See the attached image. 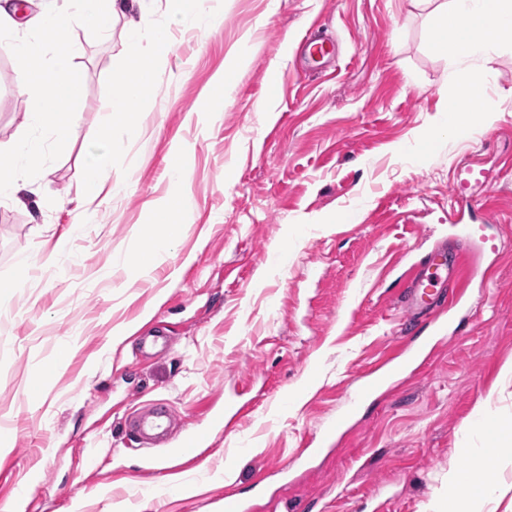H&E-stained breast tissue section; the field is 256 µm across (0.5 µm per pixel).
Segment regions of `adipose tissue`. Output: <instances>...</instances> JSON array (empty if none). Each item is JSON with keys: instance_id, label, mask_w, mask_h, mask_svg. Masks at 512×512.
<instances>
[{"instance_id": "ef3b65f1", "label": "adipose tissue", "mask_w": 512, "mask_h": 512, "mask_svg": "<svg viewBox=\"0 0 512 512\" xmlns=\"http://www.w3.org/2000/svg\"><path fill=\"white\" fill-rule=\"evenodd\" d=\"M139 0H79L78 8L63 4L42 13L31 36L14 37L9 48L20 61L26 76L25 89L34 95L40 110L41 125L60 138L73 135L80 119L74 104L81 86L82 73L75 62L79 52L71 38L76 27L109 33L113 21L129 12ZM438 10L441 24L435 29L433 46L448 58L463 60L486 53L501 45H512V0H444ZM128 52L125 59L127 81L120 93L101 106L104 113L123 115L129 133L139 125L133 108L147 99L153 89V67L144 59L147 48L167 44L168 33L162 27L134 25L125 32ZM54 59H47L48 50ZM42 149L40 140L23 139L0 147L6 160L0 166V197L22 201L26 189L27 162ZM481 470L452 472L448 475V500L437 503L436 512H481L482 501L494 490L481 478Z\"/></svg>"}]
</instances>
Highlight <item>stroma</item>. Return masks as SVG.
<instances>
[{
    "label": "stroma",
    "instance_id": "stroma-1",
    "mask_svg": "<svg viewBox=\"0 0 512 512\" xmlns=\"http://www.w3.org/2000/svg\"><path fill=\"white\" fill-rule=\"evenodd\" d=\"M141 21L170 40L132 137L100 106ZM434 26L421 0H195L174 25L163 0H145L109 39L73 31L79 128L33 161L34 205L0 203V506L22 493L26 512H224L225 491L255 498L262 472L280 491L254 512H432L450 471L492 455L484 512H512V451L495 433L512 422V385L499 383L512 359V46L474 63L489 126L451 129L442 110L460 86ZM318 29L340 58L314 70L298 44ZM24 83L0 45V143L37 133ZM107 140L121 162L94 189L83 168ZM177 159L175 240L147 269L116 265L162 234L154 205ZM457 195L489 208L485 224L466 215L467 239L448 220ZM443 246L489 276L447 328L425 331L415 370L366 392L404 335L403 276ZM155 328L171 349L139 353ZM154 401L174 407L183 436L209 437L153 454L187 491L164 490L151 454L130 448L127 418ZM244 403L255 414L236 418Z\"/></svg>",
    "mask_w": 512,
    "mask_h": 512
}]
</instances>
